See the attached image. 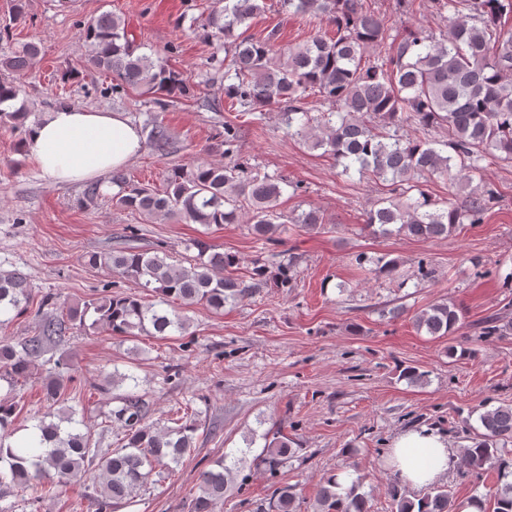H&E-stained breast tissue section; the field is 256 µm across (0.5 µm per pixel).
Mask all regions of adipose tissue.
<instances>
[{
	"label": "adipose tissue",
	"instance_id": "ef3b65f1",
	"mask_svg": "<svg viewBox=\"0 0 512 512\" xmlns=\"http://www.w3.org/2000/svg\"><path fill=\"white\" fill-rule=\"evenodd\" d=\"M141 147L140 132L124 113L71 106L58 107L33 124L29 138L42 177L60 184L108 175L127 165ZM459 462L446 437L426 428L399 434L387 460L410 489L437 483Z\"/></svg>",
	"mask_w": 512,
	"mask_h": 512
}]
</instances>
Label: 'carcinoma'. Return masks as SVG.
I'll list each match as a JSON object with an SVG mask.
<instances>
[{
	"instance_id": "1",
	"label": "carcinoma",
	"mask_w": 512,
	"mask_h": 512,
	"mask_svg": "<svg viewBox=\"0 0 512 512\" xmlns=\"http://www.w3.org/2000/svg\"><path fill=\"white\" fill-rule=\"evenodd\" d=\"M458 16L448 31L430 27L409 28L391 34L392 27L366 7V0H282L288 12L315 14L336 26V35H315L288 49L287 59L277 49L276 33L262 39L244 38L238 30L264 11V0H217V7L201 25L206 40L224 44L230 53L224 66V96L240 111L252 115L278 108L288 137L312 150H323L341 168L340 175H371L388 187L389 196L366 213V228L379 235H404L433 239L453 234L461 224H480L489 205L498 198L494 186L482 183L471 188L473 177L482 172L487 156L512 161V28L501 23L512 13V0H444ZM79 38L87 50L89 64L111 74L131 89L163 98L189 95L187 74L140 52L143 44L125 19L104 13L80 28ZM387 49L378 61L365 51ZM41 54L33 42L0 56V127L16 128L29 117L26 104H16L20 94L17 79L29 72ZM317 94L332 103L326 111L312 113L302 100ZM423 130L439 127L448 131L445 140L409 137L400 133L403 119ZM438 175L448 179V194L470 189L461 204L436 200L421 187V180ZM118 191L115 204L149 220L176 219L186 224L239 223L241 209L249 208L251 231L274 242L283 214L280 198L299 186L273 174H247L241 165H218L198 161L191 166L173 165L166 170L163 187L150 188L123 174L112 176ZM416 195H411V192ZM291 224L317 228L324 215L311 208L287 217ZM197 254L181 261L158 247L142 249L134 240L112 250L92 252L87 265L110 271L135 282L147 295L122 294L91 298L72 307L48 293L39 307L51 306L33 336L16 344L0 338V380L9 387L33 376L36 362L48 348L77 330H106L113 336L188 335L190 318L185 310L204 305L224 311L265 284V267L257 266L249 279L223 271L236 264L234 256L216 251L204 238L186 244ZM355 262L374 265L373 271L391 276L397 261L361 253ZM31 285L18 270L0 268V329L27 312ZM461 308L438 302L415 317L417 329L431 336H450L463 327ZM509 324L500 318L486 319L478 336H501ZM72 377L61 371L43 379L46 401L55 403L69 389ZM127 381L133 389L115 396L120 403L112 417L123 423L120 447L104 451L92 447L90 431H82L84 420L69 409L57 414L58 421L41 418L33 426L31 444L3 452L13 434L12 425L22 410L12 392L0 397V496L13 486L32 482L50 492L73 483L92 490L90 498L98 512H109L123 500L137 497L154 471L172 475L186 454L196 447L199 425L181 418L170 424L146 423L144 405L134 391L137 379L112 372L117 388ZM480 429L473 431L472 445L462 449V458L473 472L497 471L500 488L493 500L482 502V512H512V456L504 449L512 444V405L482 403ZM291 438L281 431L265 441L262 462L269 471L280 465L291 451ZM231 473L226 460L217 469L200 474V494L193 498V512H212L224 497V478ZM361 481L347 487L336 475L324 477L316 512H368ZM389 497L396 512H454L455 502L441 485L428 487L413 502L395 483ZM295 495L288 486L276 488L270 512H295Z\"/></svg>"
}]
</instances>
